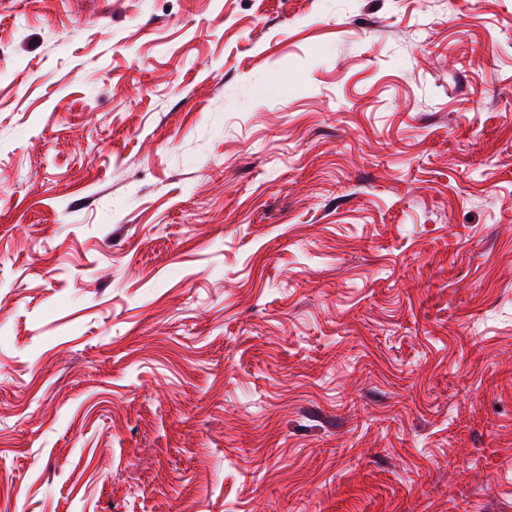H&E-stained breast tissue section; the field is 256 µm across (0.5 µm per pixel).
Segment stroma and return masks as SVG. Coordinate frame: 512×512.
I'll list each match as a JSON object with an SVG mask.
<instances>
[{"instance_id":"stroma-1","label":"stroma","mask_w":512,"mask_h":512,"mask_svg":"<svg viewBox=\"0 0 512 512\" xmlns=\"http://www.w3.org/2000/svg\"><path fill=\"white\" fill-rule=\"evenodd\" d=\"M512 0H0V512H512Z\"/></svg>"}]
</instances>
